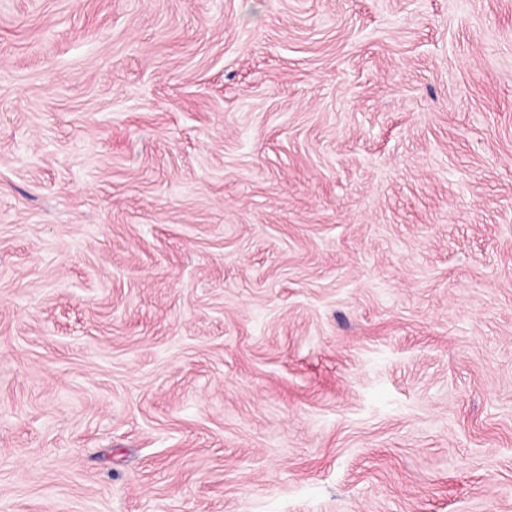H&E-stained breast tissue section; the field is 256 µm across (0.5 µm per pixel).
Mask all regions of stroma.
<instances>
[{
	"mask_svg": "<svg viewBox=\"0 0 512 512\" xmlns=\"http://www.w3.org/2000/svg\"><path fill=\"white\" fill-rule=\"evenodd\" d=\"M0 512H512V0H0Z\"/></svg>",
	"mask_w": 512,
	"mask_h": 512,
	"instance_id": "stroma-1",
	"label": "stroma"
}]
</instances>
